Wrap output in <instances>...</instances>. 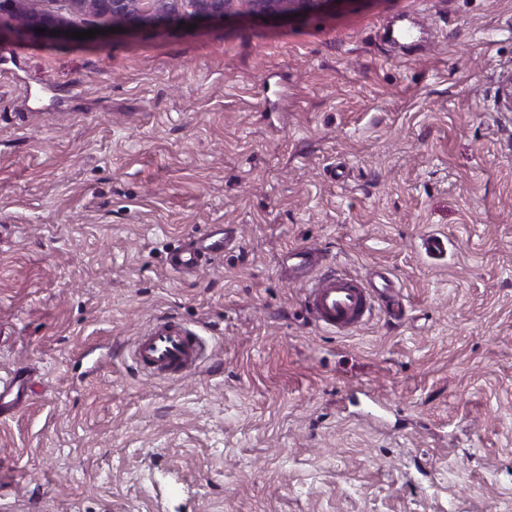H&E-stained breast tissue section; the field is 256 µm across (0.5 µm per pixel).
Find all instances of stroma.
<instances>
[{"mask_svg": "<svg viewBox=\"0 0 512 512\" xmlns=\"http://www.w3.org/2000/svg\"><path fill=\"white\" fill-rule=\"evenodd\" d=\"M509 69L512 0L0 30V512H512ZM305 247L401 314L315 326ZM164 314L175 380L133 362ZM198 246L188 256H177L175 266L177 269L190 270L194 268L202 258L219 256L224 252L226 239L222 229L209 230L198 240ZM138 367L155 376L180 378L198 366L199 335L177 318L157 319L133 345ZM27 390L22 374L18 370H11L0 375V406L9 407L17 405Z\"/></svg>", "mask_w": 512, "mask_h": 512, "instance_id": "1", "label": "stroma"}]
</instances>
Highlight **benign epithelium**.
Listing matches in <instances>:
<instances>
[{
  "mask_svg": "<svg viewBox=\"0 0 512 512\" xmlns=\"http://www.w3.org/2000/svg\"><path fill=\"white\" fill-rule=\"evenodd\" d=\"M68 10L92 13L113 28H144L149 24L190 16L199 21H217L236 10L267 16L292 17L330 7L336 0H67ZM6 14L9 25L20 34H36L42 28L47 38L65 37L71 21L59 11H35L28 0H0V15ZM500 98L512 110V70L501 75Z\"/></svg>",
  "mask_w": 512,
  "mask_h": 512,
  "instance_id": "benign-epithelium-1",
  "label": "benign epithelium"
}]
</instances>
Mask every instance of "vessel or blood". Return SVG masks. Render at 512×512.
<instances>
[{
  "label": "vessel or blood",
  "instance_id": "obj_1",
  "mask_svg": "<svg viewBox=\"0 0 512 512\" xmlns=\"http://www.w3.org/2000/svg\"><path fill=\"white\" fill-rule=\"evenodd\" d=\"M226 246L223 230L207 231L188 256L177 257L181 270L194 268L201 259L219 256ZM396 288L383 272L372 279L327 269L308 288L304 307L310 321L319 327L339 333L348 332L369 320L376 306L389 305ZM138 367L155 376L180 378L198 366L200 349L198 334L172 316L157 319L133 345ZM27 390L20 371L0 375V406L17 405Z\"/></svg>",
  "mask_w": 512,
  "mask_h": 512
}]
</instances>
